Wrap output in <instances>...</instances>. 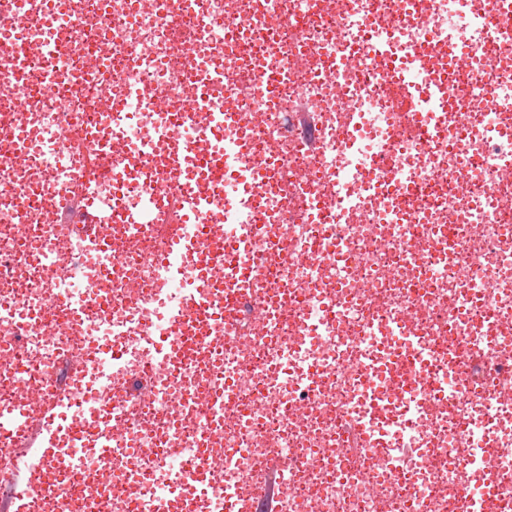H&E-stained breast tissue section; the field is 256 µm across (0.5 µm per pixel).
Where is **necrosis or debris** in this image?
I'll return each instance as SVG.
<instances>
[{"instance_id":"necrosis-or-debris-1","label":"necrosis or debris","mask_w":512,"mask_h":512,"mask_svg":"<svg viewBox=\"0 0 512 512\" xmlns=\"http://www.w3.org/2000/svg\"><path fill=\"white\" fill-rule=\"evenodd\" d=\"M44 3L0 0V299L33 314L22 331L0 310V412L52 390L62 357L126 355L111 379L91 372L68 391L85 411L110 399L103 427L124 434L109 463L84 447L76 468L47 471L61 512L198 496L229 512L281 470L279 512H468L472 500L505 512L512 27L490 36L484 12L512 24V0H59L50 24ZM452 52L473 71L493 60L490 80L449 69ZM206 67L230 79L214 110L237 115L219 142L236 192L215 201L225 232L210 251L263 256L244 314L264 327L243 338L225 326L223 349L199 345L160 372L135 414L123 382L179 341L175 289L149 260L180 220L161 206L96 252L80 239L84 201L110 200L116 177L132 209L160 185L184 193L164 165L148 176L133 159ZM273 69L271 91L261 73ZM17 124L32 137L22 162L2 134ZM112 139L114 176L95 178L84 162ZM63 259L71 275L46 278ZM227 377L237 401L223 416L173 411ZM196 454L224 459L203 490L184 464Z\"/></svg>"}]
</instances>
